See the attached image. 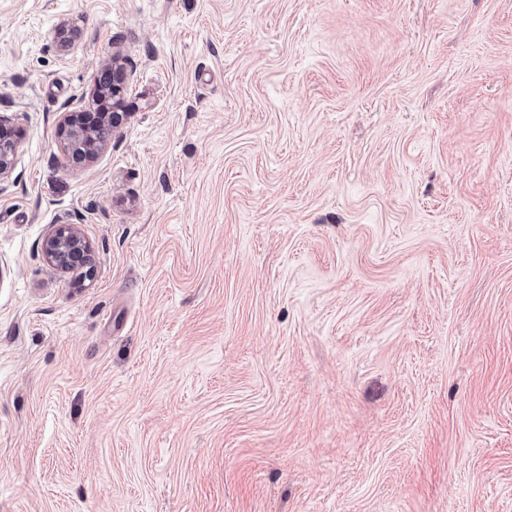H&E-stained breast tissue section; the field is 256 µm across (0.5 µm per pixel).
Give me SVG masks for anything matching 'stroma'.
Segmentation results:
<instances>
[{
  "instance_id": "35a3bbf8",
  "label": "stroma",
  "mask_w": 512,
  "mask_h": 512,
  "mask_svg": "<svg viewBox=\"0 0 512 512\" xmlns=\"http://www.w3.org/2000/svg\"><path fill=\"white\" fill-rule=\"evenodd\" d=\"M0 116V512H512V0H0ZM122 84H123V75H122L121 71L119 69H117L116 67L115 68L112 67V85H110V87L112 86V94H110L111 98H112V132H114L116 129H118V127L120 126L121 121H122V115H121V113H119V111H121V108L123 106L124 88H123ZM109 88L106 91H108ZM99 94H100V92L96 95L97 101H100L98 103V105L100 103H102V101H104L107 97L110 96L109 94H105L99 100ZM0 179L4 178L11 167L13 155L24 137V130L14 124H6L0 118ZM7 133V136L3 135ZM111 136V129L109 126H102L98 130L95 131L94 140L87 141L82 139H76L70 137L68 143V148L71 150V153L75 156L88 155L97 151L99 144L104 139H107ZM42 251L54 268L69 271L94 262L90 242L75 224H57L45 237Z\"/></svg>"
}]
</instances>
